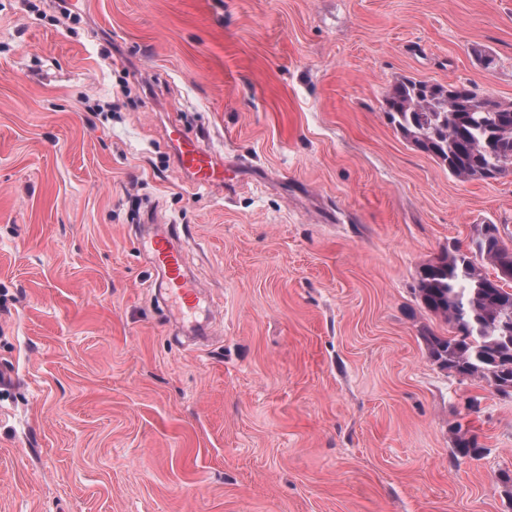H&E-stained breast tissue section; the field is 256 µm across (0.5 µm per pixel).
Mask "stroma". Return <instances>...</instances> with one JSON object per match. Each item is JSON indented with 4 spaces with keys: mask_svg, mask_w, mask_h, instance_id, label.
I'll use <instances>...</instances> for the list:
<instances>
[{
    "mask_svg": "<svg viewBox=\"0 0 512 512\" xmlns=\"http://www.w3.org/2000/svg\"><path fill=\"white\" fill-rule=\"evenodd\" d=\"M405 78L512 101V0H0V512H512V394L430 359L414 291L512 234V175L406 142ZM172 121L231 190L191 184ZM158 227L207 344L154 286Z\"/></svg>",
    "mask_w": 512,
    "mask_h": 512,
    "instance_id": "obj_1",
    "label": "stroma"
}]
</instances>
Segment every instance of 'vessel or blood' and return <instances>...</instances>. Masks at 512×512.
I'll use <instances>...</instances> for the list:
<instances>
[{
    "label": "vessel or blood",
    "mask_w": 512,
    "mask_h": 512,
    "mask_svg": "<svg viewBox=\"0 0 512 512\" xmlns=\"http://www.w3.org/2000/svg\"><path fill=\"white\" fill-rule=\"evenodd\" d=\"M166 139L174 150L178 167L202 188L233 186L235 174L225 168L216 154L199 139L170 124ZM142 249L159 275V285L177 313H195L204 301L201 290L187 270L184 252L176 247L166 232H158L144 241Z\"/></svg>",
    "instance_id": "obj_1"
}]
</instances>
